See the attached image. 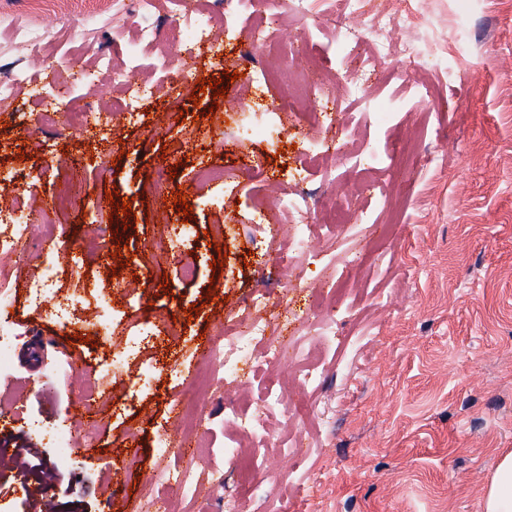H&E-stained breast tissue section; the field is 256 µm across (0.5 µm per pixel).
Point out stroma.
<instances>
[{
  "mask_svg": "<svg viewBox=\"0 0 512 512\" xmlns=\"http://www.w3.org/2000/svg\"><path fill=\"white\" fill-rule=\"evenodd\" d=\"M393 3L413 15L404 38L444 56L447 66L418 71L435 84V105L404 90L398 61H378L371 93L394 103L379 125L365 126L335 83L330 93L345 111L343 128L296 113L273 140L229 138L228 122L280 102L282 93L274 86L260 96L250 87L249 69L282 61L285 43L249 49L246 12L227 19L218 53L197 61L205 77L220 79L221 99L193 81L189 98L172 105L154 58L140 74L153 81L150 94L114 134L43 126L30 89L0 109V171L36 176L39 200L73 195L57 218L62 236L53 255L58 295L77 298L63 324L44 314L53 300L41 310L30 304L27 285L41 264L35 251L7 286L23 337L10 376L0 380V413L13 420L0 432V512H39L43 500L51 512H143L155 496L167 499L168 512H224L228 502L237 512H481L500 459L512 453V0H476L465 29L460 0ZM31 9L29 0H0V76L22 64L10 36ZM324 9L318 0L309 19L282 0L265 6L281 32L308 27L314 61L333 72L340 61ZM119 24L102 0H66L56 53L88 61L122 55L129 40L114 37ZM234 71L238 79L229 80ZM346 130L355 149L378 155L416 138L424 160L382 170L379 197L358 196L365 173L309 163L302 149ZM73 158L78 181L64 166ZM163 162L174 168L164 178ZM212 165L229 178L218 188L198 186V170ZM179 187L192 216L162 197ZM335 188L353 196L349 224L310 225L319 261L296 275L279 273L274 256L288 253L297 218L280 212L284 234L267 242L251 219L254 197ZM108 193L131 202V217L117 211L112 224L90 225L88 204ZM221 245L227 258L215 270ZM191 254L197 276L187 282L181 266ZM331 280L342 287L338 333L326 348L308 318ZM261 289L268 303L256 312L250 299ZM106 303L116 329L155 324L171 333L129 351L112 345L87 321ZM194 305L198 314L186 318ZM256 314L277 319L281 341L311 351L315 381L303 383L292 363L276 380L310 427L294 426L283 407L265 409L271 382L256 357L236 376L216 373L206 390L196 387L198 344L222 342L224 330ZM77 353L98 381L92 408L100 432L93 452L61 457L42 431L65 417L77 429L86 421L83 377L60 368ZM118 358L124 370L116 375ZM240 382L248 411L265 428L243 446L224 416V398ZM162 432L171 446L164 455L155 448ZM130 434L138 442L133 453L120 448ZM295 435L307 453L281 464L278 451ZM114 469L126 473L125 485L113 486ZM175 469L191 472L196 495L170 492L165 475Z\"/></svg>",
  "mask_w": 512,
  "mask_h": 512,
  "instance_id": "stroma-1",
  "label": "stroma"
}]
</instances>
